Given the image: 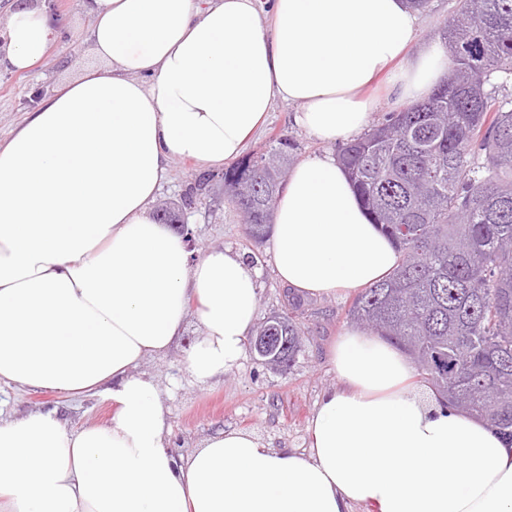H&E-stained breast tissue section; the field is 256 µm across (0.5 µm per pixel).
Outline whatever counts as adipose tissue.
Here are the masks:
<instances>
[{
  "label": "adipose tissue",
  "instance_id": "adipose-tissue-1",
  "mask_svg": "<svg viewBox=\"0 0 512 512\" xmlns=\"http://www.w3.org/2000/svg\"><path fill=\"white\" fill-rule=\"evenodd\" d=\"M95 67L63 81L0 143V384L112 403L67 428L57 410L0 416V512H512V444L416 384L378 335L345 329L304 450L248 431L175 457L164 397L139 373L188 316L197 383L236 367L259 272L208 249L153 204L174 159H237L275 100L321 142L368 125V87L426 97L448 47L419 43L405 0H89ZM56 39L44 0H16L0 65L26 71ZM279 279L311 297L366 288L399 256L336 159L288 175L273 212Z\"/></svg>",
  "mask_w": 512,
  "mask_h": 512
}]
</instances>
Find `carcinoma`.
I'll list each match as a JSON object with an SVG mask.
<instances>
[{"mask_svg":"<svg viewBox=\"0 0 512 512\" xmlns=\"http://www.w3.org/2000/svg\"><path fill=\"white\" fill-rule=\"evenodd\" d=\"M448 79L338 153L374 223L400 254L348 309L407 354L422 382L512 441V0H456ZM290 154L246 156L224 187L250 236L270 233ZM296 303L258 330L265 363L289 366L306 331Z\"/></svg>","mask_w":512,"mask_h":512,"instance_id":"carcinoma-1","label":"carcinoma"}]
</instances>
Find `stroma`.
Returning <instances> with one entry per match:
<instances>
[{"instance_id": "1", "label": "stroma", "mask_w": 512, "mask_h": 512, "mask_svg": "<svg viewBox=\"0 0 512 512\" xmlns=\"http://www.w3.org/2000/svg\"><path fill=\"white\" fill-rule=\"evenodd\" d=\"M45 2L59 26V39L44 61L29 72L0 67V142L11 136L59 81L78 77L97 64L86 40L89 17L85 0ZM298 110V105L277 102L264 127L248 142L246 153L284 140L289 142V154L296 162L312 155H336L337 145L318 141L295 122ZM223 174L220 167L205 171L188 160L174 161L157 201L177 202L191 187H199L194 207L186 215L192 256L201 258L209 248L221 246L258 255L257 319L262 322L281 312L285 286L275 274L269 243L250 239L241 213L225 196ZM355 296L350 290L331 297L305 298L298 320L309 335L289 370L270 369L248 353L237 368L205 385L196 383L185 366L186 352L203 334L196 318H188L178 342L141 366L165 395L173 452L188 455L203 439L233 430L252 432L274 448H305L307 425L321 395L338 383L329 352L334 340L350 325L347 311ZM49 408L57 409L70 428L102 423L112 414L111 401L98 396L75 401L53 391L0 386V414L19 416Z\"/></svg>"}]
</instances>
